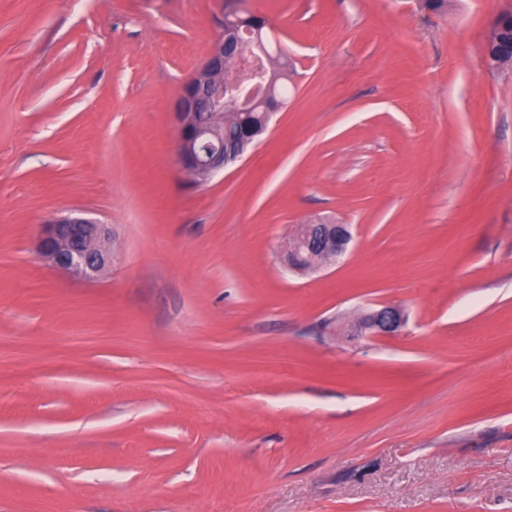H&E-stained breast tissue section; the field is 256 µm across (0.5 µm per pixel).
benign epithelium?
<instances>
[{
	"label": "benign epithelium",
	"mask_w": 512,
	"mask_h": 512,
	"mask_svg": "<svg viewBox=\"0 0 512 512\" xmlns=\"http://www.w3.org/2000/svg\"><path fill=\"white\" fill-rule=\"evenodd\" d=\"M261 16L241 17L235 10L224 14V27L215 38L203 63L181 88L173 109L178 167L189 183L201 184L241 160L242 149L224 153L222 122L224 103L238 112H259L269 125L280 108L274 95V79L253 65L264 52ZM211 113V124L198 121L200 105ZM352 241L348 224H301L284 244L282 256L288 270L306 274L342 258ZM38 258L85 280H93L112 262L109 225L69 213L41 224L35 246ZM402 311L384 306L364 314L355 324L357 336H394L404 325Z\"/></svg>",
	"instance_id": "obj_1"
}]
</instances>
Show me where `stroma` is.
I'll use <instances>...</instances> for the list:
<instances>
[{"mask_svg": "<svg viewBox=\"0 0 512 512\" xmlns=\"http://www.w3.org/2000/svg\"><path fill=\"white\" fill-rule=\"evenodd\" d=\"M285 106L186 184L174 102L224 11ZM512 0H0V512H512ZM111 228L92 281L45 219ZM348 224L299 276L298 225ZM399 306L398 335L352 336ZM501 18L507 20L504 32L498 37L499 41L502 42L495 44L490 41L487 46V54L491 60V65H508L507 63L512 58V14H506ZM35 250L46 264L93 280L112 262L109 225L75 213L51 217L41 224Z\"/></svg>", "mask_w": 512, "mask_h": 512, "instance_id": "1", "label": "stroma"}]
</instances>
